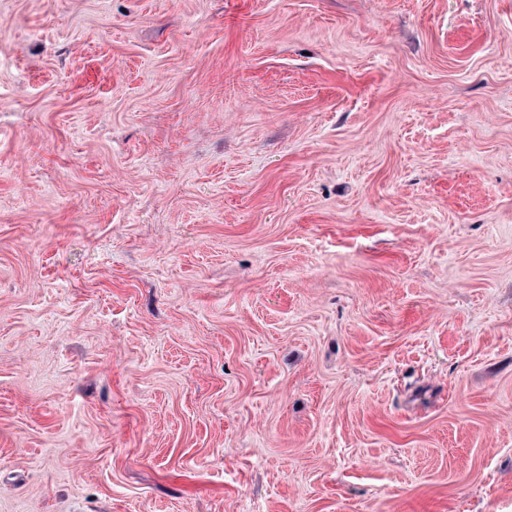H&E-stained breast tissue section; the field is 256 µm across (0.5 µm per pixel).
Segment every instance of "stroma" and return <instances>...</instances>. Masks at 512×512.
<instances>
[{
    "instance_id": "35a3bbf8",
    "label": "stroma",
    "mask_w": 512,
    "mask_h": 512,
    "mask_svg": "<svg viewBox=\"0 0 512 512\" xmlns=\"http://www.w3.org/2000/svg\"><path fill=\"white\" fill-rule=\"evenodd\" d=\"M0 512H512V0H0Z\"/></svg>"
}]
</instances>
